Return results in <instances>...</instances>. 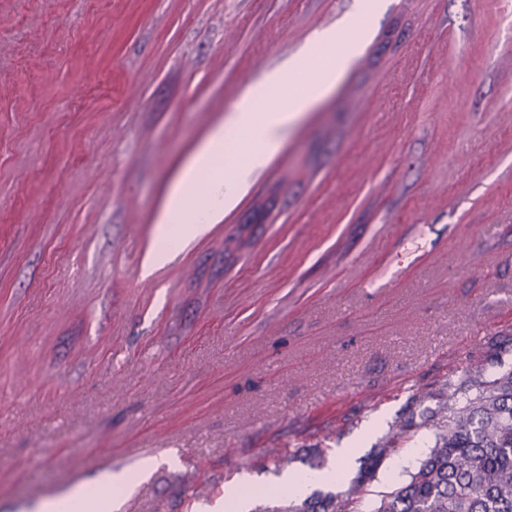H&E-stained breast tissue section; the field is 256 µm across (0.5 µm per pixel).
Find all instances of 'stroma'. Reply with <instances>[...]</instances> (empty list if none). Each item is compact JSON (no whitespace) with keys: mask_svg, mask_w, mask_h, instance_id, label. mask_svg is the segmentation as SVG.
Wrapping results in <instances>:
<instances>
[{"mask_svg":"<svg viewBox=\"0 0 512 512\" xmlns=\"http://www.w3.org/2000/svg\"><path fill=\"white\" fill-rule=\"evenodd\" d=\"M356 2L0 0V512L148 459L101 512H198L281 451L371 512L471 372L512 370V0H383L236 206L143 272L183 162Z\"/></svg>","mask_w":512,"mask_h":512,"instance_id":"1","label":"stroma"}]
</instances>
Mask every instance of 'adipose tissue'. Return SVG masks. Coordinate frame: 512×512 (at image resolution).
Here are the masks:
<instances>
[{"mask_svg": "<svg viewBox=\"0 0 512 512\" xmlns=\"http://www.w3.org/2000/svg\"><path fill=\"white\" fill-rule=\"evenodd\" d=\"M347 22V39L335 32L317 35L310 52L329 56L327 66L300 72L292 58L270 72L238 103L227 122L217 125L183 164L157 219L156 240L144 259L145 274L154 270L182 246L202 236L232 209L255 174L283 146L289 129L304 112L328 97L345 74L357 44L367 32V7ZM303 90H296V82ZM278 94L279 105H268L270 94ZM132 481L130 472H110L85 486L75 487L41 503L36 512H92L99 492L123 498Z\"/></svg>", "mask_w": 512, "mask_h": 512, "instance_id": "obj_1", "label": "adipose tissue"}]
</instances>
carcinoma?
Returning <instances> with one entry per match:
<instances>
[{
    "label": "carcinoma",
    "instance_id": "1",
    "mask_svg": "<svg viewBox=\"0 0 512 512\" xmlns=\"http://www.w3.org/2000/svg\"><path fill=\"white\" fill-rule=\"evenodd\" d=\"M475 387L449 396L433 448L372 512H512V371ZM363 495L358 481L340 501L267 491L259 512H356Z\"/></svg>",
    "mask_w": 512,
    "mask_h": 512
}]
</instances>
